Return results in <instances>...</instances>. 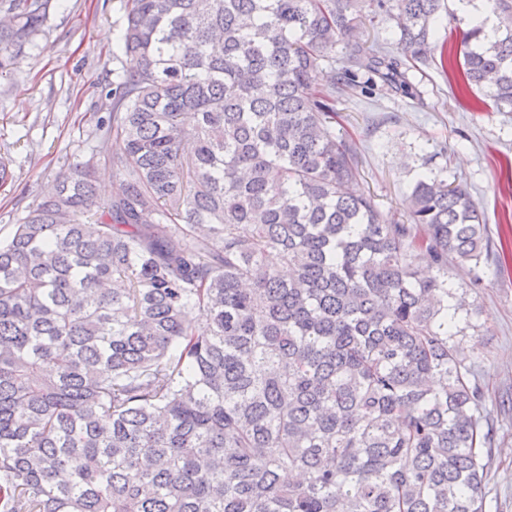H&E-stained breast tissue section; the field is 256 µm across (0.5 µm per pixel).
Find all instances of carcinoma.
<instances>
[{
  "label": "carcinoma",
  "instance_id": "carcinoma-1",
  "mask_svg": "<svg viewBox=\"0 0 512 512\" xmlns=\"http://www.w3.org/2000/svg\"><path fill=\"white\" fill-rule=\"evenodd\" d=\"M486 7L450 61L449 0H129L138 68L0 243V512H484L448 258L479 268L487 225L428 169L385 216L317 80L342 45V85L414 98L437 59L512 110V0ZM50 8L0 0V70Z\"/></svg>",
  "mask_w": 512,
  "mask_h": 512
}]
</instances>
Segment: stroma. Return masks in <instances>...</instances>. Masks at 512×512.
Masks as SVG:
<instances>
[{
  "mask_svg": "<svg viewBox=\"0 0 512 512\" xmlns=\"http://www.w3.org/2000/svg\"><path fill=\"white\" fill-rule=\"evenodd\" d=\"M59 4L13 71L0 73V158L13 176L0 187V242L88 154L96 119L107 113L106 92L116 73L131 70L130 57L117 51L127 0ZM415 81L413 100L344 88L336 95V133L358 148V191L396 220L405 218V194L422 159L467 183L484 214L488 250L480 266L454 261L448 275L477 307L458 355L485 397V512H512V112L474 110L434 64Z\"/></svg>",
  "mask_w": 512,
  "mask_h": 512,
  "instance_id": "obj_1",
  "label": "stroma"
}]
</instances>
